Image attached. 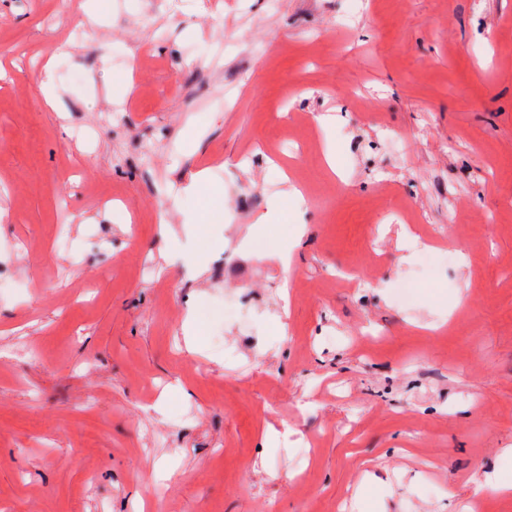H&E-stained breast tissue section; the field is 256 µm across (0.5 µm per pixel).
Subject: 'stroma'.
Listing matches in <instances>:
<instances>
[{
  "mask_svg": "<svg viewBox=\"0 0 512 512\" xmlns=\"http://www.w3.org/2000/svg\"><path fill=\"white\" fill-rule=\"evenodd\" d=\"M78 2L0 0V512H464L512 476V0ZM276 199L287 274L241 247ZM54 59L52 58L45 66V75L40 80V90L43 95L44 104L52 110H58L61 107V95L58 85L53 78ZM479 492L486 495L508 496L512 494V478L499 474H488L482 483H479Z\"/></svg>",
  "mask_w": 512,
  "mask_h": 512,
  "instance_id": "1",
  "label": "stroma"
}]
</instances>
